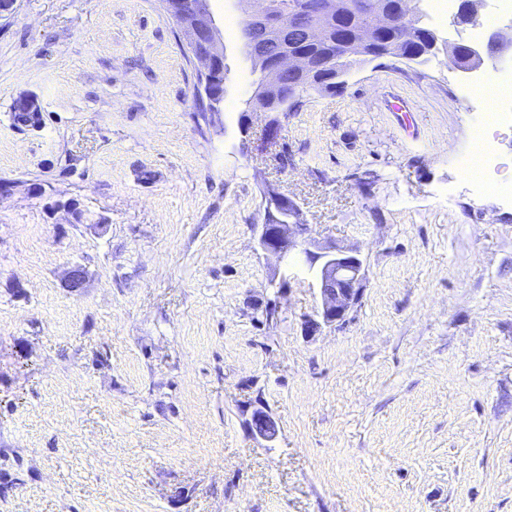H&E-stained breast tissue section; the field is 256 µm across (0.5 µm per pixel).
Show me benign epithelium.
I'll return each mask as SVG.
<instances>
[{"label":"benign epithelium","instance_id":"1","mask_svg":"<svg viewBox=\"0 0 512 512\" xmlns=\"http://www.w3.org/2000/svg\"><path fill=\"white\" fill-rule=\"evenodd\" d=\"M177 22L185 46L198 65L196 93L217 112L224 101V40L216 26L210 0H161ZM244 23L240 27L241 50L259 74L250 95L251 112H286L295 103L303 84L330 65L336 51L360 63L392 58L411 63L407 46L417 41L416 32L427 27L418 0H374L363 12L354 0H227ZM489 0H457L449 26L483 27L478 41L452 40L448 31L433 29L420 55L440 49L448 52L457 69L471 73L490 56L512 54V31L485 24L482 19ZM355 26L354 35L331 41V33L342 24ZM397 30L390 38L388 33ZM264 218L260 224L259 247L279 261L300 253L318 270L321 307L317 318L306 322L313 333L321 325L345 320L358 303L366 277L360 251L338 247L310 235L308 225L299 221L296 202L274 190L265 196ZM265 420L273 427L257 436L273 441L278 427L267 408L254 409L251 419Z\"/></svg>","mask_w":512,"mask_h":512}]
</instances>
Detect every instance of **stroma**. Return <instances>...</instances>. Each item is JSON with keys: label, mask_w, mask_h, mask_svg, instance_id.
Returning <instances> with one entry per match:
<instances>
[{"label": "stroma", "mask_w": 512, "mask_h": 512, "mask_svg": "<svg viewBox=\"0 0 512 512\" xmlns=\"http://www.w3.org/2000/svg\"><path fill=\"white\" fill-rule=\"evenodd\" d=\"M224 48L203 112L159 0L0 18V512H512V101L442 50L243 136L256 75ZM270 189L361 251L345 323L307 334L315 271L259 249Z\"/></svg>", "instance_id": "stroma-1"}]
</instances>
